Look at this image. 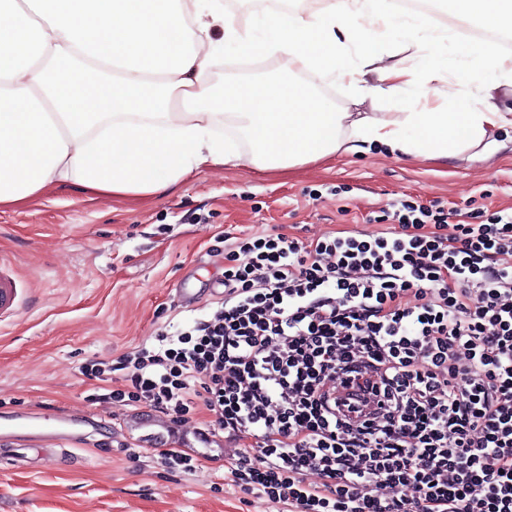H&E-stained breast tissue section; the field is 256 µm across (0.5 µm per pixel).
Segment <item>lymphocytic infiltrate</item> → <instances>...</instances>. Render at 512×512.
Here are the masks:
<instances>
[{"mask_svg":"<svg viewBox=\"0 0 512 512\" xmlns=\"http://www.w3.org/2000/svg\"><path fill=\"white\" fill-rule=\"evenodd\" d=\"M460 215L238 239L217 309L124 355L117 399H203L232 485L288 512H512V212Z\"/></svg>","mask_w":512,"mask_h":512,"instance_id":"1","label":"lymphocytic infiltrate"}]
</instances>
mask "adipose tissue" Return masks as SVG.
Here are the masks:
<instances>
[{
	"instance_id": "obj_1",
	"label": "adipose tissue",
	"mask_w": 512,
	"mask_h": 512,
	"mask_svg": "<svg viewBox=\"0 0 512 512\" xmlns=\"http://www.w3.org/2000/svg\"><path fill=\"white\" fill-rule=\"evenodd\" d=\"M489 31L512 28V0H450ZM422 17L389 0H330L319 11L268 8L240 23L222 0H0V207L50 184L115 198L175 191L195 170L247 164L287 169L377 143L451 161L489 155L512 127L494 92L512 57L446 32L427 41ZM370 53L353 58L356 45ZM408 51L417 65L394 64ZM280 54L289 77L210 87L219 56ZM314 72L352 97L402 96L395 119L340 112L301 80ZM454 77L430 103L429 84ZM234 120L240 151L215 133Z\"/></svg>"
}]
</instances>
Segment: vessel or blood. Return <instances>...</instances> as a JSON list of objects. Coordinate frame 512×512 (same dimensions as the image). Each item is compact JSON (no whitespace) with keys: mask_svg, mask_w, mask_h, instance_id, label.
<instances>
[{"mask_svg":"<svg viewBox=\"0 0 512 512\" xmlns=\"http://www.w3.org/2000/svg\"><path fill=\"white\" fill-rule=\"evenodd\" d=\"M86 419L83 412H71L52 419L38 414L12 412L0 417V437L41 447L58 439H77L76 428Z\"/></svg>","mask_w":512,"mask_h":512,"instance_id":"vessel-or-blood-1","label":"vessel or blood"}]
</instances>
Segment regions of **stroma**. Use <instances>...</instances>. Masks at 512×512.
<instances>
[{
  "label": "stroma",
  "mask_w": 512,
  "mask_h": 512,
  "mask_svg": "<svg viewBox=\"0 0 512 512\" xmlns=\"http://www.w3.org/2000/svg\"><path fill=\"white\" fill-rule=\"evenodd\" d=\"M285 71L275 58L249 67L221 61L210 83ZM400 199L511 211L512 144L445 164L375 147L285 171L217 166L150 203L50 186L1 210L0 264L16 280L17 306L0 315V413L77 410L92 420L79 446L58 441L21 455L0 439V512H288L226 484L233 443L220 433L207 444L192 435L211 419L204 406L183 429L153 408L113 402L123 381L95 378L90 368L213 311V297L181 307L176 288L185 278L205 288L223 276L226 238L375 233ZM136 445L143 453L132 454ZM168 449L200 460L192 471L171 470L160 457Z\"/></svg>",
  "instance_id": "1"
}]
</instances>
